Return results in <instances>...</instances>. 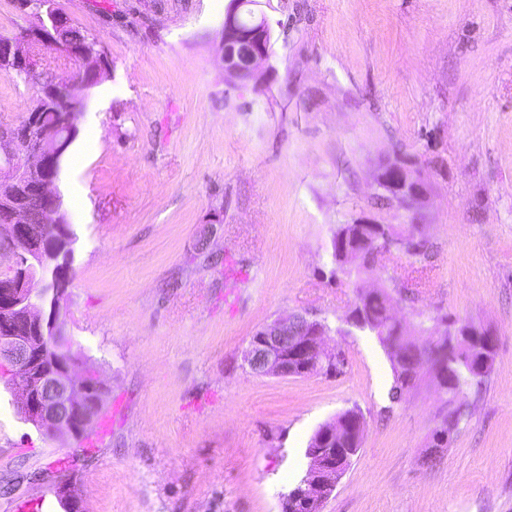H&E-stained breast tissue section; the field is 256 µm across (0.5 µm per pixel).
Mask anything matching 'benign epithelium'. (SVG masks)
Returning <instances> with one entry per match:
<instances>
[{
  "label": "benign epithelium",
  "mask_w": 512,
  "mask_h": 512,
  "mask_svg": "<svg viewBox=\"0 0 512 512\" xmlns=\"http://www.w3.org/2000/svg\"><path fill=\"white\" fill-rule=\"evenodd\" d=\"M255 0H230L224 15L222 58L230 80L250 77L270 55L271 28L265 15L248 6ZM21 7L49 21L57 29L67 26V18L53 9L52 0H22ZM40 68L38 43L32 37L15 44L14 70L35 72ZM38 113L30 111L17 123L0 124V186L13 191L27 181H38L39 201L61 203L53 190L55 176L70 137L50 140L36 138ZM378 185L404 203L414 206L423 191L406 170L390 165L380 175ZM32 205L16 196L0 201V236L20 244L12 264L0 277V377L17 392L16 410L26 422L40 430L75 433L94 420L102 389L97 374L80 369L79 360H60L44 371L43 337L50 319L44 314L49 285L36 291V277L47 280V241L29 224ZM327 326L305 314L280 318L252 336L244 353L250 371L260 376L301 377L327 371L336 362L337 352L324 347ZM336 429L324 430L307 448L312 465L305 476L281 500L288 512H322L324 502L335 491L350 466L353 450L334 448Z\"/></svg>",
  "instance_id": "benign-epithelium-1"
}]
</instances>
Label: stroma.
Masks as SVG:
<instances>
[{
	"instance_id": "obj_1",
	"label": "stroma",
	"mask_w": 512,
	"mask_h": 512,
	"mask_svg": "<svg viewBox=\"0 0 512 512\" xmlns=\"http://www.w3.org/2000/svg\"><path fill=\"white\" fill-rule=\"evenodd\" d=\"M229 3L55 0L107 61L55 187L72 237L62 333L110 419L92 446L41 432L0 381V512H65L63 485L81 512H279L314 432L351 408L366 426L323 512H512V0H260L271 55L235 82ZM37 93L0 76V122ZM390 164L420 175L417 208L383 198ZM364 223L427 242L382 259L417 282L394 307L417 343L423 314L496 339L444 447L458 403L428 375L394 401L387 350L349 319L381 279L330 277L337 226ZM294 313L327 321L341 374L250 372L252 336Z\"/></svg>"
}]
</instances>
